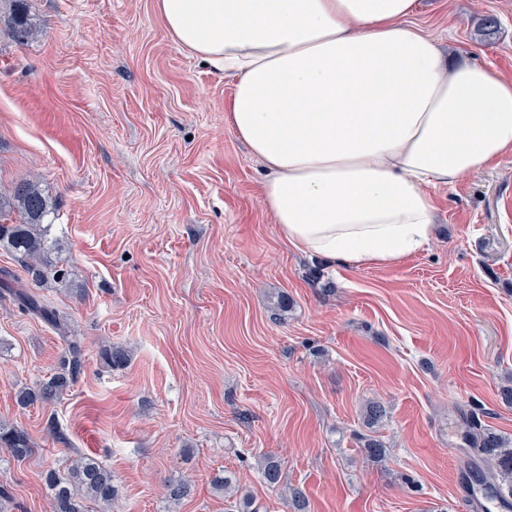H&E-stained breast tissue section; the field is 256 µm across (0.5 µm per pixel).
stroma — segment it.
<instances>
[{
  "mask_svg": "<svg viewBox=\"0 0 512 512\" xmlns=\"http://www.w3.org/2000/svg\"><path fill=\"white\" fill-rule=\"evenodd\" d=\"M23 16L19 42L0 0V192L35 175L56 203L51 259L67 278L43 295L84 366L60 398L19 408L65 345L0 289V422L33 447L21 462L0 448V507L51 512L46 472L90 455L112 471L114 512H225L210 483L224 472L258 512H291L296 488L310 512H469L463 421L512 441V155L433 188L422 251L313 260L261 204L223 74L172 41L156 0H27ZM414 21L453 64L512 81V0H418ZM109 346L126 367L105 364ZM371 401L386 408L380 460L360 443ZM186 479L170 500L166 484Z\"/></svg>",
  "mask_w": 512,
  "mask_h": 512,
  "instance_id": "35a3bbf8",
  "label": "stroma"
}]
</instances>
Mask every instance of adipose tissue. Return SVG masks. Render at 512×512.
Wrapping results in <instances>:
<instances>
[{
    "mask_svg": "<svg viewBox=\"0 0 512 512\" xmlns=\"http://www.w3.org/2000/svg\"><path fill=\"white\" fill-rule=\"evenodd\" d=\"M172 40L223 73L224 121L265 168L295 250L388 266L431 242V193L512 154V81L457 66L417 0H156Z\"/></svg>",
    "mask_w": 512,
    "mask_h": 512,
    "instance_id": "adipose-tissue-1",
    "label": "adipose tissue"
}]
</instances>
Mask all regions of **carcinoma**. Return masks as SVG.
Returning <instances> with one entry per match:
<instances>
[{
    "mask_svg": "<svg viewBox=\"0 0 512 512\" xmlns=\"http://www.w3.org/2000/svg\"><path fill=\"white\" fill-rule=\"evenodd\" d=\"M54 213V201L34 176L20 178L9 194H0V248L25 261L26 271L40 285L61 280L59 270L49 260L52 245L47 233ZM8 292L22 310L52 326L65 344L60 371L34 388L25 387L17 392V405L28 408L38 402L52 401L70 387L83 369L82 345L67 320L41 296L22 288H10ZM464 433L486 463L487 469L482 475L484 483L492 491L505 489L512 493V448L472 420L465 423ZM0 445L7 448L17 462L24 461L32 451L24 431L1 423ZM260 473L263 481L274 488L282 478L281 464L266 456ZM45 482L52 492V512H91L89 504L92 502L110 508L119 495L112 472L92 457L79 458L63 473L48 471Z\"/></svg>",
    "mask_w": 512,
    "mask_h": 512,
    "instance_id": "1",
    "label": "carcinoma"
}]
</instances>
